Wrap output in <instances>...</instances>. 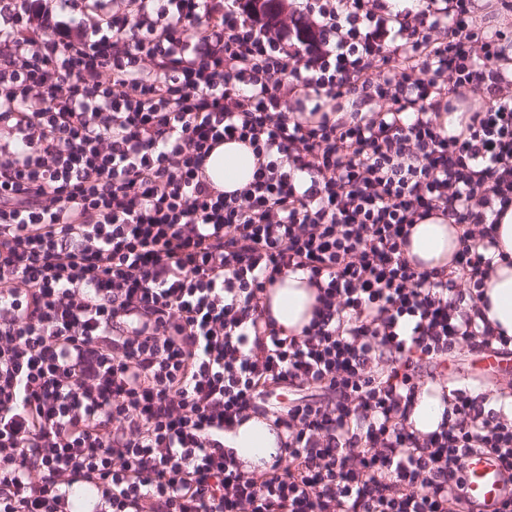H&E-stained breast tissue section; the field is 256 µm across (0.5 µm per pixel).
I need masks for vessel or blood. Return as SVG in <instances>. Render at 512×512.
<instances>
[{
    "label": "vessel or blood",
    "instance_id": "vessel-or-blood-1",
    "mask_svg": "<svg viewBox=\"0 0 512 512\" xmlns=\"http://www.w3.org/2000/svg\"><path fill=\"white\" fill-rule=\"evenodd\" d=\"M512 371V355L488 354L479 360L477 374L495 378ZM467 499L471 512H496L512 497V475L486 457L471 460L466 470Z\"/></svg>",
    "mask_w": 512,
    "mask_h": 512
}]
</instances>
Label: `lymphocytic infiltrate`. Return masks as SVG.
<instances>
[{"instance_id":"1","label":"lymphocytic infiltrate","mask_w":512,"mask_h":512,"mask_svg":"<svg viewBox=\"0 0 512 512\" xmlns=\"http://www.w3.org/2000/svg\"><path fill=\"white\" fill-rule=\"evenodd\" d=\"M476 0H0V512H467L512 414L449 361L512 353L480 302L512 206V29ZM460 115L459 132L443 115ZM258 167L233 192L215 147ZM439 218L446 273L405 255ZM316 290L300 334L268 286ZM279 452L224 445L250 417ZM255 163L249 147L234 141L224 142L210 153L205 169L217 188L231 192L252 181ZM444 404L439 396H429L426 392L418 396L410 416L414 429L427 433L440 423Z\"/></svg>"}]
</instances>
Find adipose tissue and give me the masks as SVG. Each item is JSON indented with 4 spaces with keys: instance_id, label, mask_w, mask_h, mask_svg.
Wrapping results in <instances>:
<instances>
[{
    "instance_id": "ef3b65f1",
    "label": "adipose tissue",
    "mask_w": 512,
    "mask_h": 512,
    "mask_svg": "<svg viewBox=\"0 0 512 512\" xmlns=\"http://www.w3.org/2000/svg\"><path fill=\"white\" fill-rule=\"evenodd\" d=\"M206 173L217 188L231 192L245 187L253 178L255 159L249 147L238 142L217 146L205 163ZM497 235L505 261L499 262L487 283L489 306L484 314L492 325L512 336V207L502 215ZM455 230L440 219L430 218L413 225L408 256L427 270L447 269L458 249ZM316 292L300 274H288L267 292L272 317L283 330L300 332L312 317ZM226 447L249 465L272 461L278 452L277 437L266 420L253 417L224 438Z\"/></svg>"
}]
</instances>
